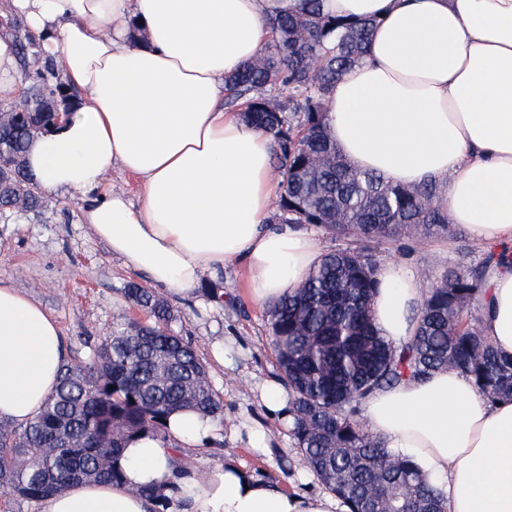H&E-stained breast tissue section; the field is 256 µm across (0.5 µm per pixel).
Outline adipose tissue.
Segmentation results:
<instances>
[{
  "label": "adipose tissue",
  "mask_w": 512,
  "mask_h": 512,
  "mask_svg": "<svg viewBox=\"0 0 512 512\" xmlns=\"http://www.w3.org/2000/svg\"><path fill=\"white\" fill-rule=\"evenodd\" d=\"M302 0H13L46 36L65 83L68 120L28 146L43 190L79 195L82 220L126 266L179 298L204 276L244 265L252 298L287 295L319 263L317 239L269 218L278 196L270 139L225 111L224 77L256 57L271 19ZM327 13L372 19L369 55L328 99L327 132L354 167L393 183L436 182L450 223L481 247L512 246V0H324ZM134 176L139 199L107 175ZM373 301L386 340L407 342L423 284L383 262ZM482 330L512 355V264L487 272ZM56 320L0 281V420L22 427L55 390ZM362 416L386 447L412 457L446 512H512V401L488 402L453 369L375 391ZM219 424L189 412L166 439L126 448L121 483L72 484L39 512H348L335 496L289 493L227 463L189 465ZM156 490L157 499L140 490Z\"/></svg>",
  "instance_id": "1"
}]
</instances>
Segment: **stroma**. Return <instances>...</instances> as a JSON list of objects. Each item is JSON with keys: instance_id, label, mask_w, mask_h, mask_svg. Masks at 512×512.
<instances>
[{"instance_id": "35a3bbf8", "label": "stroma", "mask_w": 512, "mask_h": 512, "mask_svg": "<svg viewBox=\"0 0 512 512\" xmlns=\"http://www.w3.org/2000/svg\"><path fill=\"white\" fill-rule=\"evenodd\" d=\"M481 253L462 231L452 239L440 234L421 241L395 239L382 256L418 270L428 286ZM247 278L246 270L232 263L206 274L196 297L163 296L172 309L171 330L197 350L224 401L221 434L185 454L201 468L232 461L285 491L322 492V485L303 471L304 457L288 423L268 415L258 402L256 384L277 378L279 369L268 308L250 296ZM0 280L34 298L56 319L67 362L88 360L113 322L150 319L123 295L128 283L148 285L147 276L124 267L82 223L75 194L44 193L38 215L16 213L0 220ZM244 422L268 431L266 448L235 437V428Z\"/></svg>"}]
</instances>
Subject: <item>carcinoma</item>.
<instances>
[{
  "label": "carcinoma",
  "instance_id": "obj_1",
  "mask_svg": "<svg viewBox=\"0 0 512 512\" xmlns=\"http://www.w3.org/2000/svg\"><path fill=\"white\" fill-rule=\"evenodd\" d=\"M0 27L12 39L26 91L0 113V216L36 212L42 192L25 169L34 135L51 126L65 91L52 56L35 48L24 21ZM374 22L336 18L323 0H303L295 15L268 23L271 41L256 60L224 79V106L274 142L280 186L275 219L311 224L353 243L323 254L309 276L270 310L279 381L288 390L292 436L313 477L347 506L372 512L387 500L408 512H444L434 484L408 456L387 448L359 419L373 392L439 368L467 375L487 400L512 401V356H503L470 319L484 310L485 271L509 259L490 248L424 292L415 336L395 346L375 326V247L399 236L420 238L458 227L437 186L394 184L353 167L327 133V100L336 80L366 60ZM288 89V97L279 93ZM124 296L154 317L124 320L86 362L62 365L42 412L24 427L0 421V493L41 500L76 482H116L117 462L143 434L166 439L178 411L222 420L224 404L195 348L169 328V306L130 282Z\"/></svg>",
  "mask_w": 512,
  "mask_h": 512
}]
</instances>
